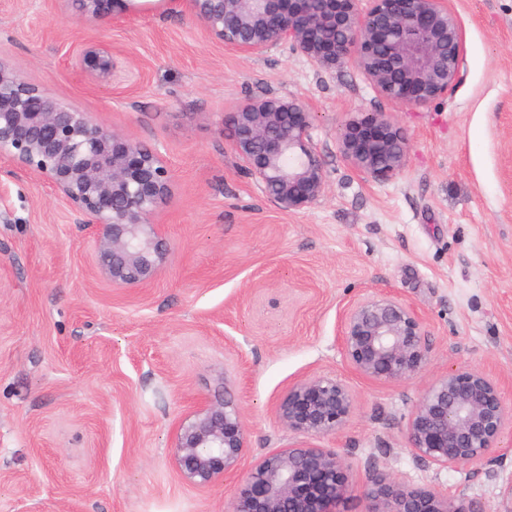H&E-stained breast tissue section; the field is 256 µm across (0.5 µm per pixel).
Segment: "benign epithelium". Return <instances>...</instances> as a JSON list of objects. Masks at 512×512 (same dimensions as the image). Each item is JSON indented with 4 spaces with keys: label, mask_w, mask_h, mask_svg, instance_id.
I'll return each mask as SVG.
<instances>
[{
    "label": "benign epithelium",
    "mask_w": 512,
    "mask_h": 512,
    "mask_svg": "<svg viewBox=\"0 0 512 512\" xmlns=\"http://www.w3.org/2000/svg\"><path fill=\"white\" fill-rule=\"evenodd\" d=\"M129 0H78L88 17L120 15ZM224 46L245 56L289 44L326 70L355 59L384 98L413 106L448 94L459 76L462 31L449 0H185ZM87 76H112V48L86 45ZM311 112L300 101L253 98L224 115V140L281 210L295 212L325 194L323 162L312 142ZM345 159L385 179L405 163L408 141L385 112L346 122ZM0 157L46 179L58 195L101 227L99 272L116 287L144 286L158 274L165 242L152 217L172 172L161 152L127 138L54 93L25 81L0 58ZM342 349L359 375L401 381L428 360L423 319L391 295L345 310ZM353 408L348 385L333 376L301 380L276 415L302 440L257 461L242 477L230 512H340L349 492L342 457L313 444L338 432ZM512 422L499 384L481 370L450 369L424 390L407 425L415 455L440 469L491 465ZM247 443L242 414L220 397L201 402L177 429L174 460L187 482L208 488L240 469ZM367 512H483L457 494L376 478Z\"/></svg>",
    "instance_id": "obj_1"
}]
</instances>
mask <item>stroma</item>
I'll use <instances>...</instances> for the list:
<instances>
[{
  "label": "stroma",
  "mask_w": 512,
  "mask_h": 512,
  "mask_svg": "<svg viewBox=\"0 0 512 512\" xmlns=\"http://www.w3.org/2000/svg\"><path fill=\"white\" fill-rule=\"evenodd\" d=\"M464 52L446 97L379 96L354 61L328 71L289 46L243 57L181 0L126 17L75 0H0V57L29 83L159 150L171 191L153 220L168 244L151 284L100 275L95 225L52 185L0 158V512H229L238 475L201 489L177 470L179 423L227 390L247 427L243 466L295 439L275 406L289 386L336 377L354 395L338 434L344 512H367L376 476L507 512L512 455L439 469L407 444L423 391L479 369L512 403V0H452ZM111 46L106 82L75 64ZM257 96L312 114L324 196L279 210L224 139ZM391 113L409 142L377 180L338 148L353 118ZM388 293L424 318L428 361L403 381L357 375L341 347L354 299Z\"/></svg>",
  "instance_id": "1"
}]
</instances>
